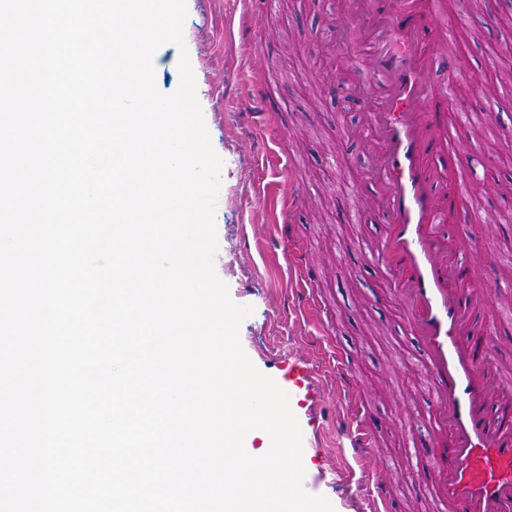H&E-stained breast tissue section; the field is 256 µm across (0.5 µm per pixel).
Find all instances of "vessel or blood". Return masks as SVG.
<instances>
[{
    "label": "vessel or blood",
    "mask_w": 512,
    "mask_h": 512,
    "mask_svg": "<svg viewBox=\"0 0 512 512\" xmlns=\"http://www.w3.org/2000/svg\"><path fill=\"white\" fill-rule=\"evenodd\" d=\"M341 14L344 26L328 27L331 42L359 54L365 80L379 88L366 121L386 227L371 257L405 312L433 396V433L412 448L426 473L422 492L438 512H512V391L488 364L494 327L480 332L484 347L475 343L469 265L448 233L449 215L463 201L458 133L425 108L434 95L423 74L439 14L432 0H342ZM440 156L452 182L437 170ZM347 427L353 457L373 456L375 437L360 413ZM367 509L398 512L384 473L368 488Z\"/></svg>",
    "instance_id": "1"
}]
</instances>
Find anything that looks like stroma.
<instances>
[{
	"instance_id": "35a3bbf8",
	"label": "stroma",
	"mask_w": 512,
	"mask_h": 512,
	"mask_svg": "<svg viewBox=\"0 0 512 512\" xmlns=\"http://www.w3.org/2000/svg\"><path fill=\"white\" fill-rule=\"evenodd\" d=\"M451 20L434 44L427 79L440 89L433 111L450 123L469 112L489 113L484 127L465 132L458 149L468 169L467 201L451 231L465 241H489L491 251L470 255V286L483 292L480 317L499 337L491 369L512 386V84L491 94L487 80L512 45V0H440ZM183 36L211 144L222 159L215 211L219 249L215 270L231 300L252 306L239 328L253 365L288 394L303 437L314 442L302 461L314 494L335 512H364L373 474L390 468L400 512H432L418 489L420 464L407 434L431 432V393L418 368L417 343L391 289L367 257L385 223L373 151L362 114L375 98L360 93L355 60L329 45L325 31L340 15L339 0H271L247 14L245 0H186ZM262 36L253 55L242 26ZM268 85L279 114L277 137L259 144L245 115L253 111L251 84ZM288 142L280 152L276 141ZM290 165L289 180L278 170ZM268 196L296 193L292 215L303 260L314 268L322 322L293 304L299 283L283 259L286 244L268 209ZM360 381L347 398L336 377V355ZM361 402L375 432L377 456L345 468L350 452L336 422Z\"/></svg>"
}]
</instances>
